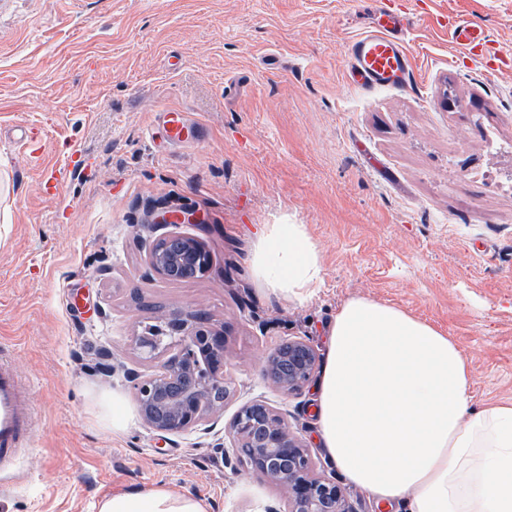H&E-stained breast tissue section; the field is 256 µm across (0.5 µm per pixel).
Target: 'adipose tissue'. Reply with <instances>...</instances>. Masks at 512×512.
Wrapping results in <instances>:
<instances>
[{"mask_svg": "<svg viewBox=\"0 0 512 512\" xmlns=\"http://www.w3.org/2000/svg\"><path fill=\"white\" fill-rule=\"evenodd\" d=\"M264 287L302 299L321 281L301 224H269L251 260ZM319 440L346 480L407 512H512V402L476 409L456 343L404 310L346 301L326 333ZM98 512H208L167 488L103 499Z\"/></svg>", "mask_w": 512, "mask_h": 512, "instance_id": "ef3b65f1", "label": "adipose tissue"}]
</instances>
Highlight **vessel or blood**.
Here are the masks:
<instances>
[{
    "mask_svg": "<svg viewBox=\"0 0 512 512\" xmlns=\"http://www.w3.org/2000/svg\"><path fill=\"white\" fill-rule=\"evenodd\" d=\"M364 31L346 46V71L353 83L370 94L383 88L411 85L413 59L406 36L414 21L396 12L384 0H366ZM448 33L462 53H471L482 38L481 31L462 20H449ZM164 135L169 143L188 142L194 127L183 112L167 109L161 113ZM40 419L33 402L30 383L19 373L8 350H0V477L11 475L21 456L36 439Z\"/></svg>",
    "mask_w": 512,
    "mask_h": 512,
    "instance_id": "obj_1",
    "label": "vessel or blood"
}]
</instances>
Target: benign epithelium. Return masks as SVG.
I'll return each instance as SVG.
<instances>
[{"mask_svg":"<svg viewBox=\"0 0 512 512\" xmlns=\"http://www.w3.org/2000/svg\"><path fill=\"white\" fill-rule=\"evenodd\" d=\"M186 217L172 212L150 225L157 236L148 254L149 269L173 282L204 275L210 266L205 243L173 230ZM162 320L170 340L137 336L133 350L155 370L135 376L136 400L144 424L157 432L182 435L214 426L235 388L225 330L196 310H173ZM319 365L314 346L302 339L280 343L264 359L263 377L284 395L299 394ZM206 376H199L201 369ZM224 463L234 473L244 471L261 483L284 490L287 512H355L344 489L317 473L310 449L285 415L270 402L255 398L240 407L224 442Z\"/></svg>","mask_w":512,"mask_h":512,"instance_id":"obj_1","label":"benign epithelium"}]
</instances>
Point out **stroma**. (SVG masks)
I'll list each match as a JSON object with an SVG mask.
<instances>
[{"label":"stroma","instance_id":"1","mask_svg":"<svg viewBox=\"0 0 512 512\" xmlns=\"http://www.w3.org/2000/svg\"><path fill=\"white\" fill-rule=\"evenodd\" d=\"M389 3L417 18L414 82L365 96L344 72L366 25L350 0H0V344L42 420L0 512H97L155 487L209 512L283 507L217 449L260 397L336 475L315 386L281 394L262 363L290 337L324 351L353 297L454 340L474 407L512 401V0ZM450 17L483 30L473 55ZM164 109L200 139L163 143ZM168 210L206 242L204 276L149 269L147 226ZM286 223L319 249L304 301L252 272L264 225ZM176 308L226 327L236 392L212 432L168 440L140 416L130 375L152 367L132 339Z\"/></svg>","mask_w":512,"mask_h":512}]
</instances>
